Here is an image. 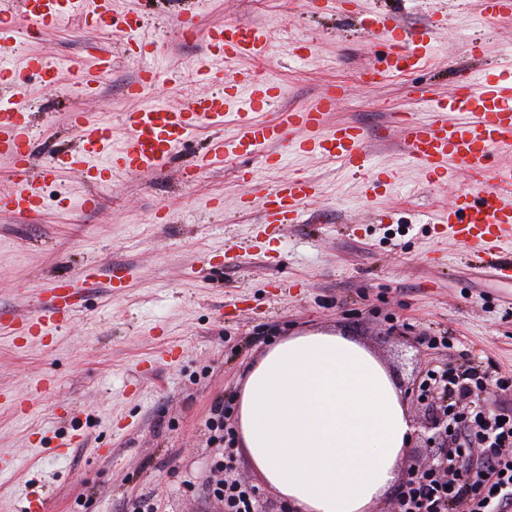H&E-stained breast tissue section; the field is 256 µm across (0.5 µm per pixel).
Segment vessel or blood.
<instances>
[{
    "instance_id": "b4317fda",
    "label": "vessel or blood",
    "mask_w": 512,
    "mask_h": 512,
    "mask_svg": "<svg viewBox=\"0 0 512 512\" xmlns=\"http://www.w3.org/2000/svg\"><path fill=\"white\" fill-rule=\"evenodd\" d=\"M17 10L30 18L37 29H53L65 20L81 17L98 28L112 29L115 14L112 0H16ZM381 31L388 36L385 69L365 74L368 84H378L391 76L423 67L434 33L402 26L395 16L381 17ZM179 31L198 36L204 51L195 73L200 81L229 82L237 95L213 91L191 97L187 104L172 106L157 102L137 105L127 112L120 147H113L114 132L106 124L92 120L87 113L75 112L70 123L78 141L65 155L42 163L30 142L32 114L26 101L27 89L12 81L0 82V92L11 97L10 106L0 109V158L11 164L13 187L0 194V209L18 214L40 213L44 198L37 184L64 168L78 172L91 192L83 200L85 207L98 204L95 194L101 181L94 173L95 162L104 158L111 163L112 176L133 177L162 168L167 156L191 140L201 127L220 126L233 120L234 135L216 145L214 154L225 152L250 155L282 141L291 147L338 161L348 168L368 170L372 157L367 150L368 134L360 126L340 124L326 129L325 121L342 94L341 86H327L315 104L278 112L275 119L260 117L256 96L271 100V85L249 70L223 76L213 67L214 60L230 63L261 59L272 46L269 31L259 25L224 22L199 29L193 12L177 16ZM120 45L129 58L139 64V77L128 85L129 98L139 100L145 89L177 78L175 71H163L146 64L143 39L121 30ZM94 64L79 69L76 86L86 97H95L112 71L110 51L93 48ZM39 73L45 86L57 85L56 67L39 53L26 61ZM427 117L399 119L396 132L406 149L408 161L432 185L453 181L458 173L468 175L454 200L436 215L435 221L447 225L448 234L469 250L483 253L495 276L512 281V263L502 261L504 241H512V165L496 164L497 156L512 153V68L492 75L473 78L461 72L456 89L433 99ZM321 186L304 176H289L274 186L264 187L249 178L240 196L239 206L250 210L261 203L265 224L299 223L305 205L318 196ZM98 267L86 266L69 277L50 278L35 310L26 318L0 311V329L16 333L26 341H45L52 328L69 321L80 309L81 297L99 282Z\"/></svg>"
}]
</instances>
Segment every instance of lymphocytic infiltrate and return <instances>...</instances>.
<instances>
[{"label":"lymphocytic infiltrate","instance_id":"lymphocytic-infiltrate-1","mask_svg":"<svg viewBox=\"0 0 512 512\" xmlns=\"http://www.w3.org/2000/svg\"><path fill=\"white\" fill-rule=\"evenodd\" d=\"M477 428L465 446H477L479 462L463 475H450L447 461L402 486L398 512H512V415L498 418L470 411Z\"/></svg>","mask_w":512,"mask_h":512}]
</instances>
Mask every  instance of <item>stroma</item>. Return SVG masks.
Instances as JSON below:
<instances>
[{
    "mask_svg": "<svg viewBox=\"0 0 512 512\" xmlns=\"http://www.w3.org/2000/svg\"><path fill=\"white\" fill-rule=\"evenodd\" d=\"M308 2L114 0L117 11L142 14L148 52L184 78L149 88L148 102L177 106L210 89L195 78L201 43L175 25L181 9L193 8L202 29L225 20L268 28L269 59L255 66L243 60L240 68L257 67L280 87L281 109L314 104L326 84L344 85L347 95L327 125L354 122L368 131L379 186L365 196L362 177L340 163L292 152L280 166L259 155L227 158L198 180L182 181L184 170L211 157L214 143L233 132L229 123L201 130L156 173L106 182L96 208H79L88 189L77 172L62 169L42 184L47 205L40 215L0 212V310L27 315L49 277L85 265L125 269L120 294L102 283L90 289L51 347L18 345L0 331V390L24 404L0 405V457L15 462L0 478V512H25L34 490L46 493L47 512H135L149 498L157 512H225L209 492L218 481L253 487L261 512H288L241 450L235 416L224 420L232 467L213 468L219 446L205 421L217 404L237 406L246 372L267 348L303 332L361 343L401 390L437 367L480 365L493 378L512 377V285L433 221L467 177L427 184L392 132L399 114L427 117V98L452 91L459 71L477 76L512 64V18L487 26L480 0H391L402 25L433 29L434 46L426 67L370 85L360 75L380 65L387 38L368 37L363 22L379 0H358L353 15ZM14 24L11 79L32 91L40 160L73 145L71 113L121 131L134 106L126 89L137 67L111 33L78 18L35 34L23 16ZM298 38L314 46L300 63L291 55ZM475 38L481 52L474 58ZM90 43L114 55L93 99L72 88L74 66L90 62ZM33 53L72 61L59 87L30 77L24 60ZM246 171L267 187L302 174L324 193L306 205L302 223L282 225L275 238L260 237L258 248L228 256L225 248L245 240L261 216L259 208L239 207ZM215 198L221 208L207 209ZM433 335L446 337V345L428 344ZM44 375L55 384L37 390ZM73 426L85 442L55 450L53 437Z\"/></svg>",
    "mask_w": 512,
    "mask_h": 512,
    "instance_id": "35a3bbf8",
    "label": "stroma"
}]
</instances>
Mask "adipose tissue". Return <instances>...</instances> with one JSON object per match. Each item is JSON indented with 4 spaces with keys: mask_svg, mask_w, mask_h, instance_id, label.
Listing matches in <instances>:
<instances>
[{
    "mask_svg": "<svg viewBox=\"0 0 512 512\" xmlns=\"http://www.w3.org/2000/svg\"><path fill=\"white\" fill-rule=\"evenodd\" d=\"M244 451L293 512H370L396 479L414 423L381 362L314 332L268 348L239 404Z\"/></svg>",
    "mask_w": 512,
    "mask_h": 512,
    "instance_id": "adipose-tissue-1",
    "label": "adipose tissue"
}]
</instances>
